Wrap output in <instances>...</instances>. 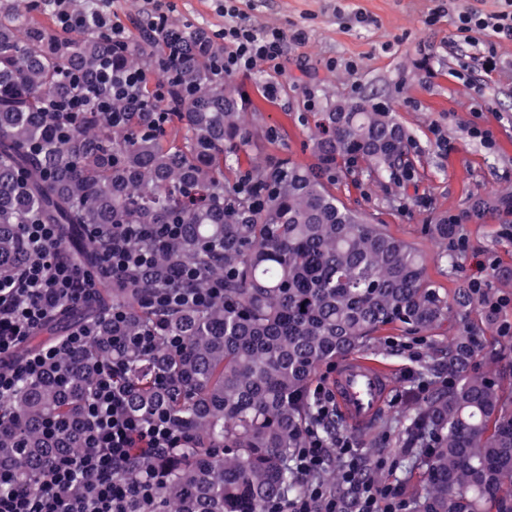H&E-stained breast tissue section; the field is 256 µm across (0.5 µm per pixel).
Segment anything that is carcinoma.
I'll return each instance as SVG.
<instances>
[{"label": "carcinoma", "instance_id": "obj_1", "mask_svg": "<svg viewBox=\"0 0 512 512\" xmlns=\"http://www.w3.org/2000/svg\"><path fill=\"white\" fill-rule=\"evenodd\" d=\"M41 15L53 17L39 0H0V273L34 259L21 230L34 220L58 225L64 254L88 263L102 248L94 228L181 231L163 244L142 242L154 250L150 269L108 279L96 305L44 329L93 326L82 353L22 381L0 404V468L35 490L60 451L81 447L83 403L100 364L121 338L150 329L182 337L183 346L126 354L129 407L167 412L186 435L185 448L155 460L169 476L154 512H278L313 482L350 498L336 468L298 472L307 427L336 434L335 418H318L311 381L387 326L416 335L452 308L467 317L473 302L468 288L450 297L430 283L417 246L330 189L341 174L410 175L405 128L370 97H327L322 111L302 118L314 127L312 165L280 157L243 175L240 153L258 129L244 119L245 91L219 67L220 35L171 19L153 34L136 26L117 43L104 29L62 31ZM108 60L157 76L144 96L166 113L164 123L114 98L112 111L126 115L120 126L92 102L57 126L46 102L66 99L75 76L96 87ZM428 223L445 246L440 259L454 264L446 245L457 225L436 213ZM182 265L199 272L198 288L224 280V294L202 308L151 307L155 289L178 286ZM110 304L127 309L125 320L100 317ZM482 351L476 330L463 326L448 346V384L432 382L438 370L427 362L419 371L427 392L409 391L418 405L399 434L408 443L400 466L421 481L411 512H512V409L496 377L474 372ZM52 416L71 428L43 433Z\"/></svg>", "mask_w": 512, "mask_h": 512}]
</instances>
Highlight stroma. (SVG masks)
I'll list each match as a JSON object with an SVG mask.
<instances>
[{
  "mask_svg": "<svg viewBox=\"0 0 512 512\" xmlns=\"http://www.w3.org/2000/svg\"><path fill=\"white\" fill-rule=\"evenodd\" d=\"M347 2L372 16L373 25L336 16L331 0H244L243 15L256 30L302 28L308 38L289 49L277 98L265 93L259 75H236L250 99L248 119L279 133L276 141L251 143L242 162L260 164L286 155L311 163V129L296 120L308 102L320 106L329 95L373 97L395 112L411 135V178L400 183L342 179L336 196L418 246L426 258L427 279L447 291L469 283L483 261L511 271L512 215L504 214L502 203L512 199V42L499 44L497 71L464 75L460 64L466 47L454 41V18L429 23L431 0ZM474 125L492 132V147L469 136ZM478 197L487 204L480 218L470 213ZM433 212L458 217L459 232L469 241L468 249L455 250L454 265L439 259L440 248L425 231ZM405 341L399 329L386 327L367 349L368 357L396 366L399 379L381 423L352 440L375 467L377 482L399 487L407 499L418 477L394 469L404 445L396 433L381 427L404 414L406 394L418 383L419 363L404 350Z\"/></svg>",
  "mask_w": 512,
  "mask_h": 512,
  "instance_id": "1",
  "label": "stroma"
}]
</instances>
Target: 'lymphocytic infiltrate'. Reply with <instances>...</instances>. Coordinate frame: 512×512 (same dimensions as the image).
<instances>
[{
  "mask_svg": "<svg viewBox=\"0 0 512 512\" xmlns=\"http://www.w3.org/2000/svg\"><path fill=\"white\" fill-rule=\"evenodd\" d=\"M69 0H52L62 29L81 31L88 26L108 27L113 39L125 36V28L108 10L85 16L68 9ZM224 17L225 74H250L261 71L264 89L276 96V81L284 69L290 47L303 44L307 34L296 29L286 33L271 28L256 32L242 21L237 0H214ZM495 11L476 8L458 11L455 27L459 37L474 45L467 68L487 73L496 69V48L500 41L512 42V0H496ZM483 41H476V34ZM146 77L133 71L104 68L103 77L93 92L99 111L111 109L113 97L138 102ZM35 258L13 276L0 277V402L8 400L20 381L39 377L61 356L80 353L87 330H78L60 342L41 348L17 363L13 354L33 331L45 325L63 305L84 304L96 293L95 277L68 260L56 245V232L50 224L23 227ZM174 224L155 227L128 224L106 236L102 272L125 274L151 267L153 252L132 249V241H163L177 234ZM179 287L160 291L153 304L167 310L185 305H203L221 292L220 286L195 287L194 269L183 268ZM127 363L116 358L101 365L91 398L86 403L84 446L79 452L58 454L40 477L39 494L20 486L11 471L0 469V512H150L156 494L167 482V471L156 466L158 457L183 448L186 437L169 414L141 415L130 410V387L124 384ZM342 459L343 484L355 491L352 502L327 494L323 485L309 486L301 497L289 501L281 512H403L405 501L399 489L379 486L368 477L350 443L328 440L309 430L304 448L298 449V470L307 476L323 470L330 457Z\"/></svg>",
  "mask_w": 512,
  "mask_h": 512,
  "instance_id": "1",
  "label": "lymphocytic infiltrate"
}]
</instances>
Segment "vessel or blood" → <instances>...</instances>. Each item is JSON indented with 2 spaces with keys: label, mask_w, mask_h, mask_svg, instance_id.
Here are the masks:
<instances>
[{
  "label": "vessel or blood",
  "mask_w": 512,
  "mask_h": 512,
  "mask_svg": "<svg viewBox=\"0 0 512 512\" xmlns=\"http://www.w3.org/2000/svg\"><path fill=\"white\" fill-rule=\"evenodd\" d=\"M397 370L360 354L342 357L330 380L336 409L351 430L366 431L385 409Z\"/></svg>",
  "instance_id": "b4317fda"
}]
</instances>
